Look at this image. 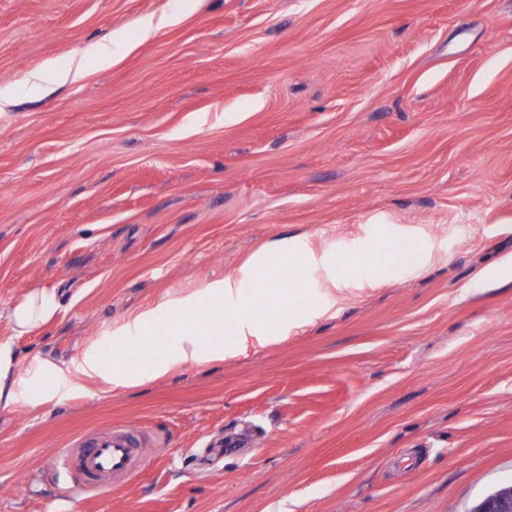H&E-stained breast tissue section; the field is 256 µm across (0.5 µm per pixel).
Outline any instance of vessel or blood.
Here are the masks:
<instances>
[{"label":"vessel or blood","instance_id":"obj_1","mask_svg":"<svg viewBox=\"0 0 512 512\" xmlns=\"http://www.w3.org/2000/svg\"><path fill=\"white\" fill-rule=\"evenodd\" d=\"M159 441L146 431L123 426L94 428L74 438L55 456L56 469L81 490L111 494L154 458Z\"/></svg>","mask_w":512,"mask_h":512}]
</instances>
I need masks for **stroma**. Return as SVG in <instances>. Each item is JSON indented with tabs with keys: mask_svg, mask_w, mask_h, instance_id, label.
I'll list each match as a JSON object with an SVG mask.
<instances>
[{
	"mask_svg": "<svg viewBox=\"0 0 512 512\" xmlns=\"http://www.w3.org/2000/svg\"><path fill=\"white\" fill-rule=\"evenodd\" d=\"M5 87L0 512H470L512 484V0H0ZM40 288L60 309L16 334ZM218 310L258 334L136 386L83 371ZM112 425L162 443L121 492L54 474ZM14 354L7 346L0 345V407L7 408L13 402V393L6 388L8 371L13 364Z\"/></svg>",
	"mask_w": 512,
	"mask_h": 512,
	"instance_id": "obj_1",
	"label": "stroma"
}]
</instances>
